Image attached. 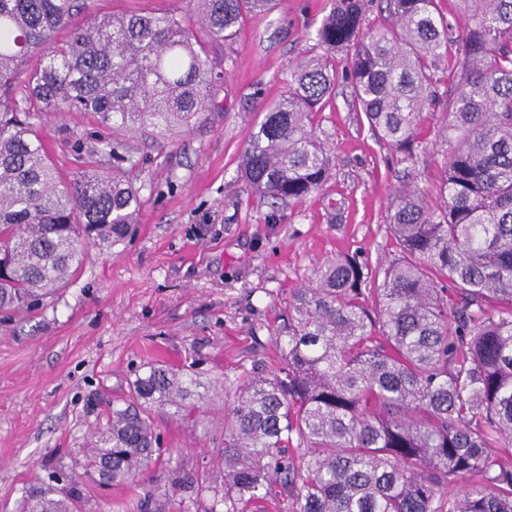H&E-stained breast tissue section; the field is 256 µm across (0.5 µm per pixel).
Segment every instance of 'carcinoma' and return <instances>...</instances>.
I'll return each mask as SVG.
<instances>
[{
    "label": "carcinoma",
    "instance_id": "carcinoma-1",
    "mask_svg": "<svg viewBox=\"0 0 512 512\" xmlns=\"http://www.w3.org/2000/svg\"><path fill=\"white\" fill-rule=\"evenodd\" d=\"M456 40L436 0H331L324 49L296 65L288 95L264 108L240 164L261 196L299 203L331 176L314 117L344 54L355 103L378 138L411 160L427 71L456 43L438 200L405 183L387 229L401 256L367 271L327 258L289 291L280 367L255 361L224 387V495L209 512H266L276 484L288 512H512V0H459ZM276 0H186L70 27L88 0H0V310L34 306L135 223L132 156L61 183L37 132L62 106L103 125L164 136L212 103L224 57L211 49ZM67 29L63 40L58 32ZM376 314H371L367 300ZM195 379L151 366L114 407L85 468L121 483L166 452L145 406L190 411ZM18 512H73L38 487Z\"/></svg>",
    "mask_w": 512,
    "mask_h": 512
}]
</instances>
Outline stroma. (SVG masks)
<instances>
[{"label": "stroma", "instance_id": "35a3bbf8", "mask_svg": "<svg viewBox=\"0 0 512 512\" xmlns=\"http://www.w3.org/2000/svg\"><path fill=\"white\" fill-rule=\"evenodd\" d=\"M330 0H278L246 16L221 47L224 80L193 127L166 137L106 128L83 112L42 114L38 132L63 180L91 166L107 142L135 158L140 186L134 233L89 248L80 270L43 308L0 323V512L63 474L79 480L77 512H208L224 492V381L254 360L274 366L275 336L292 288L339 253L370 268L397 255L386 229L394 190L414 180L436 196L446 104L424 111L413 162L380 141L355 106L343 59L336 94L316 113L333 159L331 179L297 204H271L240 175L266 104L288 92L290 70L322 55L316 32ZM191 374L196 411H150L164 455L122 485L85 477L77 463L111 407L124 406L153 364ZM198 490L172 483L175 473Z\"/></svg>", "mask_w": 512, "mask_h": 512}]
</instances>
